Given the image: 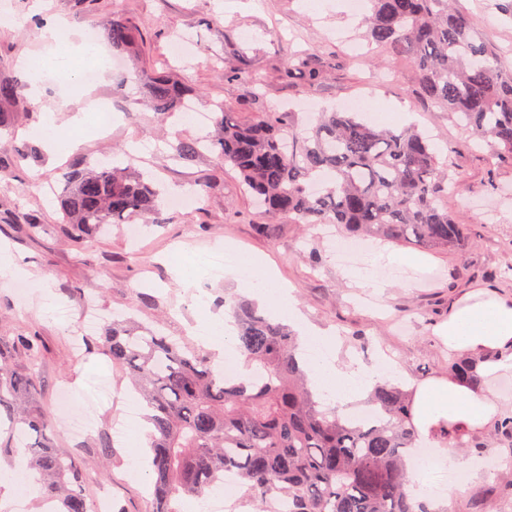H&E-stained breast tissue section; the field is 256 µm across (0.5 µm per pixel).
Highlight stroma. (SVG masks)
<instances>
[{"label": "stroma", "instance_id": "35a3bbf8", "mask_svg": "<svg viewBox=\"0 0 512 512\" xmlns=\"http://www.w3.org/2000/svg\"><path fill=\"white\" fill-rule=\"evenodd\" d=\"M349 2L329 0L316 15L305 10V0H0L1 10L23 21L20 28L0 29V67L16 75L21 59L46 52L35 18L65 17L78 36L94 28L97 43L105 48L109 41L103 22L118 12L139 35L140 67L176 73L196 92L199 104L223 100L240 120L284 112L306 99L318 111L348 99L362 101L360 117L369 124L382 102L391 111L407 113L409 125L428 132L440 160L458 173L448 210L473 231L469 242L448 250L386 244V252L403 256V264L376 266L385 289L359 288L343 278V265L328 243L335 226L306 230L287 216L263 214L214 154L200 153L188 163L174 160L177 140L214 133V125L159 121L140 106V87L125 72L107 71L90 89L119 115L111 135L103 139L86 131L78 149L59 161L49 160L41 149L23 159L16 151L26 142L25 130L38 121L40 107L67 110L69 101L87 89L51 78L41 105L20 98L14 105L15 131L0 135V161H10L13 171L10 180L0 181V249L28 271L23 281L28 300L17 302L15 279L0 276V321L7 330L43 340L37 367L41 409L60 421L91 416L79 439L56 431L58 446L91 462L99 448L111 447L107 478L93 480L89 491L96 498L108 495L114 512H142L148 479L131 468L139 449L115 440L112 428L119 411L103 402L98 390L104 378L123 389L127 381L103 355L83 359L74 351L87 296H94L103 319L121 310L185 336L209 317L224 315L225 300L250 301L254 295L239 289L231 276L209 269L186 287L178 275V258L238 247L260 259L291 290L307 321L337 343L341 361L375 366L392 360L407 386L447 379L452 351L435 329L447 321L452 305L478 292L486 298H512V161L469 142L454 116L424 109L409 94L414 74L407 64H395L392 82H379L375 54ZM504 3L458 0L457 6L478 19L486 42L512 65V11ZM182 33L193 34L195 44L185 59L175 60L169 45ZM296 56L318 68L321 79L289 75L288 64ZM228 70L238 71V79L225 78ZM252 71L265 76L262 86L246 80ZM133 142L142 146L136 172L153 180L164 197H187V205L176 211L163 208L167 224L144 225L139 244H131L119 225L85 244L73 243L60 228L56 201L68 172L82 162L122 160V148ZM34 224L39 232H31ZM476 437L478 447L464 452L473 466L452 508L501 512L512 452L500 441L486 446L487 431Z\"/></svg>", "mask_w": 512, "mask_h": 512}]
</instances>
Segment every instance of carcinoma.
Masks as SVG:
<instances>
[{"label": "carcinoma", "mask_w": 512, "mask_h": 512, "mask_svg": "<svg viewBox=\"0 0 512 512\" xmlns=\"http://www.w3.org/2000/svg\"><path fill=\"white\" fill-rule=\"evenodd\" d=\"M454 2L369 0L364 37L385 53L376 67L404 60L416 76L411 95L456 115L470 140L512 158V70L483 41L477 19ZM107 33L113 54L135 57L138 38L125 17L112 14ZM132 76L143 102L163 119L190 96L178 78L137 68ZM20 92L12 73L0 69V131L13 127ZM215 114L217 133L179 142L174 156L189 162L213 153L268 214L425 250L455 247L472 235L443 204L455 174L414 128L332 111L317 113L303 133L284 112L242 122L219 102ZM160 195L142 175L114 164L76 168L58 197L63 232L82 244L132 217L163 224ZM230 314L246 367L234 378L214 368L215 355L126 316L88 344L128 377L145 404L152 492L143 512H180L183 497L206 495L229 470L248 489L254 512H277L280 499L288 500V512H432L407 490V461L419 440L413 390L376 383L368 404L377 418L359 423L322 405L288 326L243 301L231 303ZM42 351L39 337L0 330V456L23 454L55 512H97L86 491L89 462L55 445L51 419L38 405L34 366ZM498 357L464 354L448 364V375L479 390V364ZM440 434L443 447L477 445L469 431L448 436L444 423Z\"/></svg>", "instance_id": "carcinoma-1"}]
</instances>
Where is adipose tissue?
<instances>
[{"label":"adipose tissue","mask_w":512,"mask_h":512,"mask_svg":"<svg viewBox=\"0 0 512 512\" xmlns=\"http://www.w3.org/2000/svg\"><path fill=\"white\" fill-rule=\"evenodd\" d=\"M42 37L50 43V53L26 64L32 101H39L45 75L72 79L83 67L104 64L98 44L74 39L65 20L45 29ZM254 267V260L245 257L233 269L239 286L256 292L279 319L293 324L302 345L324 344L326 355L313 357L306 364L309 377L318 389L345 404L360 399L381 378L396 374V367L386 362L372 368L342 364L332 354L333 341L324 340L309 325L288 289L272 274L256 273ZM438 333L449 347L461 352L483 354L496 349L506 352V359L487 363L486 368L493 372L512 370V300H480L476 295H469L450 310ZM496 415L497 406L490 396L454 379L422 383L415 393L414 420L425 437L442 422L469 431L486 428L495 422Z\"/></svg>","instance_id":"obj_1"}]
</instances>
